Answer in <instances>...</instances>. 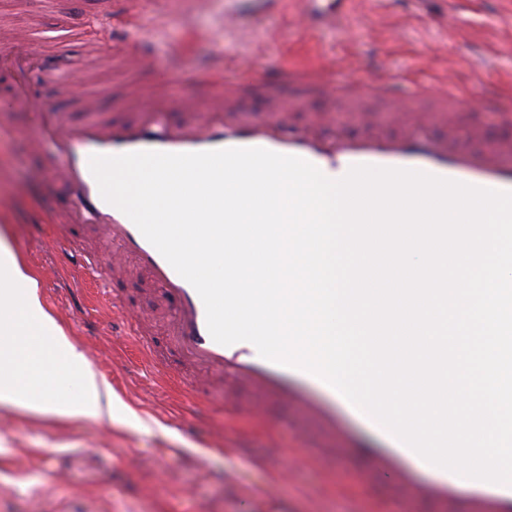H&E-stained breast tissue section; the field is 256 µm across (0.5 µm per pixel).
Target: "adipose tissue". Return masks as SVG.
<instances>
[{
	"mask_svg": "<svg viewBox=\"0 0 512 512\" xmlns=\"http://www.w3.org/2000/svg\"><path fill=\"white\" fill-rule=\"evenodd\" d=\"M41 276L0 230V406L65 422L111 423L126 412L41 293Z\"/></svg>",
	"mask_w": 512,
	"mask_h": 512,
	"instance_id": "adipose-tissue-1",
	"label": "adipose tissue"
}]
</instances>
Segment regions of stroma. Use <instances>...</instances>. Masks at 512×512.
Listing matches in <instances>:
<instances>
[{"instance_id": "stroma-1", "label": "stroma", "mask_w": 512, "mask_h": 512, "mask_svg": "<svg viewBox=\"0 0 512 512\" xmlns=\"http://www.w3.org/2000/svg\"><path fill=\"white\" fill-rule=\"evenodd\" d=\"M147 10L163 25L157 53L177 76L168 88L176 97L203 98L195 76L214 64L232 79L245 70L332 61L328 77L339 85L391 78L409 92L451 85L512 103V0H354L341 25L315 31L292 22L281 0H149ZM111 11L112 0H0V104L9 107L0 123L13 130L0 139V199L9 206L10 242L41 271L49 309L135 418L100 427L0 409V512H399L386 480L358 481L364 449L383 445L373 429L352 416L349 437L334 436L284 404L255 422L248 416L255 394L217 374L196 397L163 386L133 351H120L112 311L93 278L57 250L59 237L104 258L111 247L93 226L54 223V212L76 188L51 178L50 148L33 145L42 116L32 102L56 108L76 125L132 122L138 106L127 85L146 95L154 80L128 72L121 48L108 38L90 50L74 39L61 57L35 39L22 60L12 41L21 32L78 30ZM45 63L71 78L67 96L43 77ZM89 91L98 98L91 111L82 105ZM365 108L360 116L317 96L296 104L286 119L297 129L324 119L328 137H356L371 127L397 134L381 102ZM112 283L146 336L164 346L171 299L132 264L113 268ZM301 423L307 434L297 432ZM228 436L233 446L225 445ZM275 440L302 457L281 481L270 455ZM319 448L338 449L337 460L316 459ZM269 486L274 495H265Z\"/></svg>"}]
</instances>
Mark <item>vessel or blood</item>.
<instances>
[{
    "label": "vessel or blood",
    "mask_w": 512,
    "mask_h": 512,
    "mask_svg": "<svg viewBox=\"0 0 512 512\" xmlns=\"http://www.w3.org/2000/svg\"><path fill=\"white\" fill-rule=\"evenodd\" d=\"M323 2L292 0L296 13L312 29L333 25L339 20L335 9L324 7ZM145 5L146 0H124L122 10L113 15L110 23L115 42L125 49L127 66L140 71L157 67L154 38L162 33L161 27L157 26L152 37H142L140 29L146 16ZM205 81L209 91L203 103L172 100L163 93L141 104L143 117L136 122L112 127L91 124L76 129L68 122L52 119L42 126V134L53 136L60 143L54 174L78 184V191L64 215L66 223L99 224L104 238L113 246L109 262L75 249L71 252L73 263L90 275L106 279L110 276L111 266L134 260L173 300L177 318L169 333V350L189 366L188 371L177 377L184 393H199L202 376L219 373L259 395V402L249 409L253 421H264L269 403L281 402L301 407L309 419L329 432L345 433V425L336 416L337 406L344 404L345 399L322 379L307 372L302 375L307 383L323 389L326 399L317 402L299 391L288 389L284 378L291 375V368L262 358L251 343L224 346L212 339L199 294L123 212L102 198L89 169L90 156L258 147L300 157L329 177H343L351 166L363 164L414 169L477 187L512 191V166L501 162L502 156L512 154V140H486L473 148L461 143L452 132L433 141L413 132L408 126L412 113L439 112L452 119L468 111V97L452 87L443 94L432 95L423 86L413 93L403 94L386 82L372 87L365 84L335 86L330 84L324 71L308 68H287L272 77L241 75L233 80L225 78L219 70L206 75ZM370 93L384 101L392 121L401 127L398 135L371 134L358 140L340 137L335 146L329 147L316 128L295 131L283 120L284 110L305 96L337 95L355 111ZM250 94L269 98L266 114L260 120L248 119L234 128H226L225 113L235 111L240 100ZM175 111L189 113L186 128L174 130L164 124L163 113ZM112 314L122 325V335L128 336L142 360L150 363L153 369H161L162 363L136 318L125 311L120 301H113ZM388 443V453L373 458L370 466L361 471L362 482H370L378 473L388 474L404 504L403 512H412V504L420 500L431 502L439 512L454 507L453 493L463 482L461 476L439 468L435 471L433 484L422 487L415 474L427 469V462L397 438H389ZM472 486L475 493L466 512H512V486L480 480L473 481Z\"/></svg>",
    "instance_id": "vessel-or-blood-1"
}]
</instances>
